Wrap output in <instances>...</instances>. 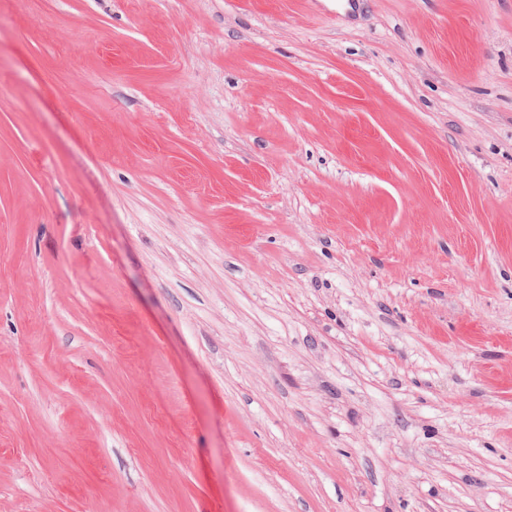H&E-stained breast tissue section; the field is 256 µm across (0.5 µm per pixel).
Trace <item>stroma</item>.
<instances>
[{
	"instance_id": "stroma-1",
	"label": "stroma",
	"mask_w": 512,
	"mask_h": 512,
	"mask_svg": "<svg viewBox=\"0 0 512 512\" xmlns=\"http://www.w3.org/2000/svg\"><path fill=\"white\" fill-rule=\"evenodd\" d=\"M0 512H512V0H0Z\"/></svg>"
}]
</instances>
